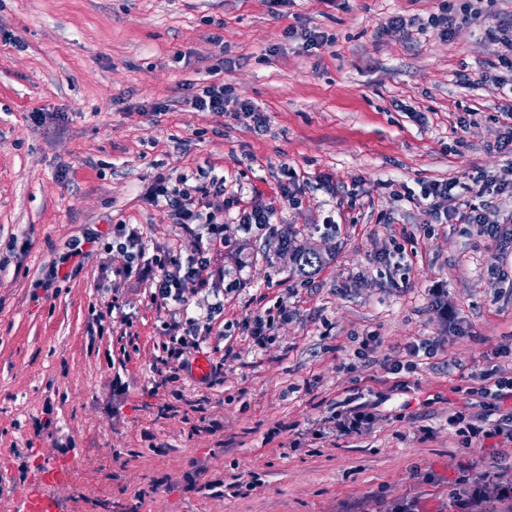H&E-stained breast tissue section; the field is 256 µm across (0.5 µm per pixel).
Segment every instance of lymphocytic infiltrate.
Instances as JSON below:
<instances>
[{
  "mask_svg": "<svg viewBox=\"0 0 512 512\" xmlns=\"http://www.w3.org/2000/svg\"><path fill=\"white\" fill-rule=\"evenodd\" d=\"M166 176H159L152 195L163 198L176 223L191 226L190 240L184 247L166 257L150 254L140 232L125 224L112 227V244L123 252L126 263L113 270L116 280L131 277L146 284V294L152 306L168 309L176 306L178 320L163 327L164 339L156 358L157 384L165 388L180 379L187 367L186 355L200 351L214 331L212 315H189L188 288L210 289L220 279L223 270L212 263L215 253L224 248V211L235 204L234 198L224 195L223 178H213L208 199L185 188H172ZM455 182L432 183L423 187L421 196L429 202V212L436 224H477L484 235L496 237L498 227L490 217L485 201L487 194L504 191V184L474 180L470 185V201L461 203L455 193ZM473 382L469 393L474 398L470 414L456 412L448 417L449 426L465 442L488 441L499 438L512 442V410L503 411L504 401L512 399V379L502 377L496 367L475 369L470 373ZM376 416L357 405L333 411L331 426L318 430V438L329 436L342 440L369 430ZM512 505V451H501L495 472L478 470L476 463L465 461L458 467L454 488L448 496V512H498L503 504Z\"/></svg>",
  "mask_w": 512,
  "mask_h": 512,
  "instance_id": "lymphocytic-infiltrate-1",
  "label": "lymphocytic infiltrate"
}]
</instances>
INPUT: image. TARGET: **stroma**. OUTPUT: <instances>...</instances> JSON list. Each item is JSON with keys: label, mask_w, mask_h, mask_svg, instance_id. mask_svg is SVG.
Returning <instances> with one entry per match:
<instances>
[{"label": "stroma", "mask_w": 512, "mask_h": 512, "mask_svg": "<svg viewBox=\"0 0 512 512\" xmlns=\"http://www.w3.org/2000/svg\"><path fill=\"white\" fill-rule=\"evenodd\" d=\"M465 2L0 0V512H21L34 488L53 512H383L406 496L448 512L458 462L497 455L467 449L448 415L466 410L471 369L512 376V297L497 294L512 277V194L488 197L497 239L432 223L420 195L454 179L465 201L472 178L512 175L497 147L512 70L487 34L512 23V0H482L480 20L440 36L432 17ZM395 16L408 28L388 29ZM206 81L227 87L224 114L190 105ZM289 168L304 177L294 204L280 197ZM161 173L198 188L223 177L227 193L272 205L279 231L245 232L225 211L216 263L241 287L201 350L224 382L189 371L175 397L154 388L168 315L140 281L114 294L128 332L90 330L124 253L37 285L71 239L113 224L138 227L153 253L186 242L146 198ZM328 216L339 231L316 232ZM289 229L322 253L316 274L281 248ZM399 247L403 272L383 260ZM279 300L287 319L254 347L238 321ZM423 339L441 350L409 357ZM355 399L377 416L370 431L289 448V424L312 433Z\"/></svg>", "instance_id": "stroma-1"}]
</instances>
